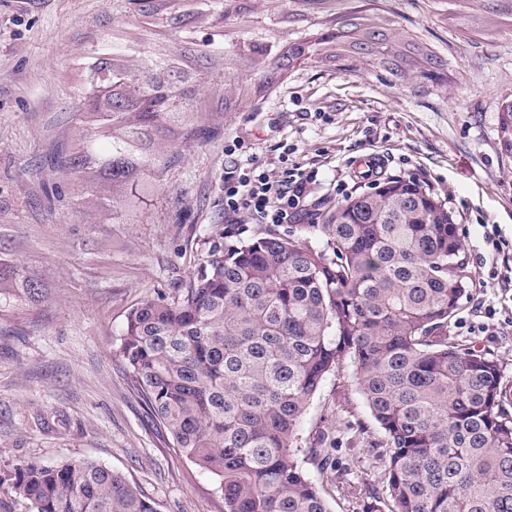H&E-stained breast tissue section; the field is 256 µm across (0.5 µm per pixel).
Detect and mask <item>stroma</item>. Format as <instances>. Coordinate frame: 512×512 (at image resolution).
I'll return each instance as SVG.
<instances>
[{"mask_svg":"<svg viewBox=\"0 0 512 512\" xmlns=\"http://www.w3.org/2000/svg\"><path fill=\"white\" fill-rule=\"evenodd\" d=\"M185 6L196 42L239 28L205 0ZM352 11L416 34L440 74L403 80L359 55L318 57L233 112L217 103L235 77L206 83L209 137L167 154L162 187L121 216L110 185L65 164L92 134L79 94L113 43L174 56L177 34L145 32L131 0H0V262L43 285L35 298L0 288V472L94 459L158 512H224L217 477L153 426L120 335L143 297L187 287L214 240L269 232L224 215V170L249 159L275 170L285 156L314 174L297 230L319 247L308 212L390 177L430 189L454 215L472 278L448 334L496 356L512 382V149L499 112L512 99V0H336L337 15ZM352 372L328 376L301 425L303 447L334 451L335 468L306 466L332 512H363L386 459Z\"/></svg>","mask_w":512,"mask_h":512,"instance_id":"1","label":"stroma"}]
</instances>
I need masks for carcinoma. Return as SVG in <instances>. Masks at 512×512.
Returning <instances> with one entry per match:
<instances>
[{"mask_svg": "<svg viewBox=\"0 0 512 512\" xmlns=\"http://www.w3.org/2000/svg\"><path fill=\"white\" fill-rule=\"evenodd\" d=\"M146 30L179 29L172 59L123 46L90 69L80 94L97 126L72 166L112 184L116 207L134 208L160 181L164 154L204 120L202 77L222 78L224 48L190 41L185 19L157 0H137ZM288 0L248 21L233 44L267 95L324 44H346L397 77L443 66L416 40L375 26L307 33L285 41L274 19ZM512 148V100L500 106ZM105 142H99V139ZM320 249L284 232L215 241L176 299L147 297L126 316L120 352L154 423L173 446L219 479L224 512H330L304 467L333 464L327 448L301 446L300 426L327 377L345 361L382 432V489L366 512H512V384L494 355L448 341V322L471 277L452 213L420 184L387 178L315 213ZM30 295L43 285L0 267V288ZM31 512H157L121 473L89 459H31L3 476Z\"/></svg>", "mask_w": 512, "mask_h": 512, "instance_id": "carcinoma-1", "label": "carcinoma"}]
</instances>
